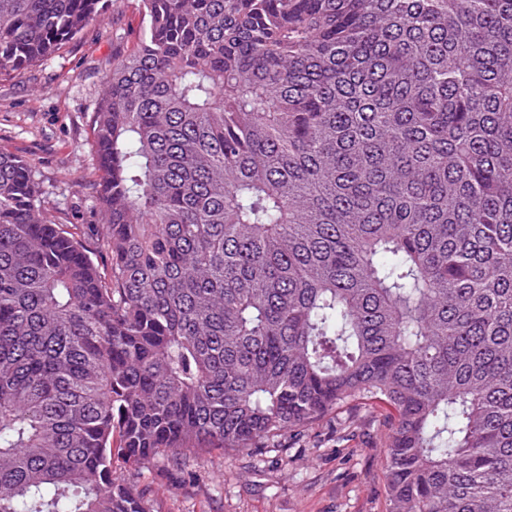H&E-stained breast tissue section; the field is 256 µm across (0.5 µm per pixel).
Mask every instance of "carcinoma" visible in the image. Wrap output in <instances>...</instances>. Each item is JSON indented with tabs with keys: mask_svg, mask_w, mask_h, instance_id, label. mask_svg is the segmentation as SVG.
Listing matches in <instances>:
<instances>
[{
	"mask_svg": "<svg viewBox=\"0 0 512 512\" xmlns=\"http://www.w3.org/2000/svg\"><path fill=\"white\" fill-rule=\"evenodd\" d=\"M109 0H0V71ZM92 122L101 225L0 151V512L390 408L389 512H512V0H138Z\"/></svg>",
	"mask_w": 512,
	"mask_h": 512,
	"instance_id": "cac0c4a2",
	"label": "carcinoma"
}]
</instances>
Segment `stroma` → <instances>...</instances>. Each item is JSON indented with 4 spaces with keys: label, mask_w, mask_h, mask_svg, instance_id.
<instances>
[{
    "label": "stroma",
    "mask_w": 512,
    "mask_h": 512,
    "mask_svg": "<svg viewBox=\"0 0 512 512\" xmlns=\"http://www.w3.org/2000/svg\"><path fill=\"white\" fill-rule=\"evenodd\" d=\"M136 0H111L103 22L61 54L21 73H0V148L32 162L48 219L98 225L91 116L112 58L135 41ZM385 413L356 400L279 448L199 453L192 484L161 477L163 461L118 476L145 489L160 512H389Z\"/></svg>",
    "instance_id": "obj_1"
}]
</instances>
